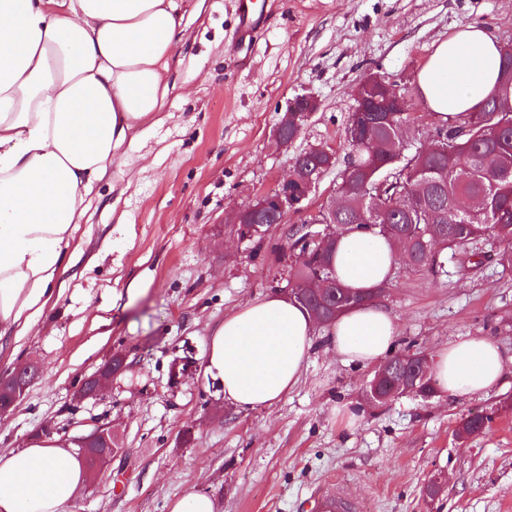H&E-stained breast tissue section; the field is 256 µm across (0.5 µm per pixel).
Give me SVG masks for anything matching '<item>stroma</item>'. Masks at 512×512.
<instances>
[{"mask_svg":"<svg viewBox=\"0 0 512 512\" xmlns=\"http://www.w3.org/2000/svg\"><path fill=\"white\" fill-rule=\"evenodd\" d=\"M250 50L233 41L237 0H183L189 24L162 112L141 124L87 197L58 296L24 336L0 340V376L28 361L42 374L0 415V451L47 433L75 443L99 425L117 442L71 512H168L195 490L219 512H310L313 494L347 491L363 512H512V369L486 394H406L367 401L375 364L343 363L330 324L296 389L243 412L205 376L208 337L255 299L280 294L302 219L335 197L355 90L377 74L417 95L434 47L475 23L512 39V0H260ZM300 97L317 101L287 145L276 127ZM336 154L303 215L241 236L232 216L277 192L294 158ZM395 317V354L437 355L486 337L512 353V276L497 265L465 275L397 263L379 296ZM127 368L98 396L85 377L114 353ZM487 416L462 441L461 422ZM440 478L442 491L428 496Z\"/></svg>","mask_w":512,"mask_h":512,"instance_id":"1","label":"stroma"}]
</instances>
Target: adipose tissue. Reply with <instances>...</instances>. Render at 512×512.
I'll list each match as a JSON object with an SVG mask.
<instances>
[{
    "instance_id": "adipose-tissue-1",
    "label": "adipose tissue",
    "mask_w": 512,
    "mask_h": 512,
    "mask_svg": "<svg viewBox=\"0 0 512 512\" xmlns=\"http://www.w3.org/2000/svg\"><path fill=\"white\" fill-rule=\"evenodd\" d=\"M185 25L182 0H0V337L24 335L52 300L87 195L166 103ZM500 61L485 28H457L418 75L425 106L442 121L474 111L497 92ZM398 260L382 236L339 238L337 279L370 297L333 323L343 361L364 365L391 350L397 323L373 295ZM315 324L289 298L251 301L209 337L204 372L237 410L270 408L296 387ZM511 362L494 341L471 338L439 352L431 375L449 396L470 398L498 386ZM91 480L59 439H33L0 452V512H68Z\"/></svg>"
}]
</instances>
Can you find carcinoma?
<instances>
[{
	"instance_id": "cac0c4a2",
	"label": "carcinoma",
	"mask_w": 512,
	"mask_h": 512,
	"mask_svg": "<svg viewBox=\"0 0 512 512\" xmlns=\"http://www.w3.org/2000/svg\"><path fill=\"white\" fill-rule=\"evenodd\" d=\"M373 98L365 99L369 111L351 113L345 127L349 161L336 207L318 219L328 225L325 239L310 240L305 231L292 243L295 280L331 283L322 300L310 301V309L324 315L336 306V294L346 292L330 262L335 241L353 230H373L397 244L413 267L442 269L438 254L445 251L462 271L489 258L479 243L491 233L499 243L497 265L504 274L512 270V109L470 112L456 116V125L437 124L431 148L407 150L393 165L406 143L413 103L407 100L398 112H373ZM326 163V155L304 152L289 175L325 173ZM386 168L394 175L380 187Z\"/></svg>"
}]
</instances>
